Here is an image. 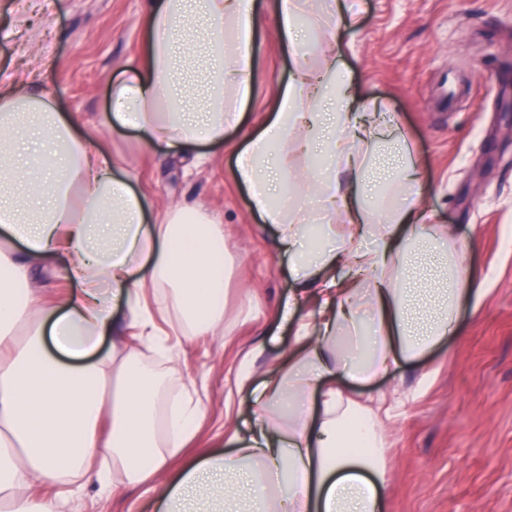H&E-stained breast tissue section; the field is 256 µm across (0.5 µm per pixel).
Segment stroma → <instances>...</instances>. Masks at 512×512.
I'll list each match as a JSON object with an SVG mask.
<instances>
[{"instance_id":"obj_1","label":"stroma","mask_w":512,"mask_h":512,"mask_svg":"<svg viewBox=\"0 0 512 512\" xmlns=\"http://www.w3.org/2000/svg\"><path fill=\"white\" fill-rule=\"evenodd\" d=\"M264 22L252 53L251 95L238 127L200 146L204 163L185 167L143 147L136 130L100 129L101 147L129 164L132 190L157 209L185 201L218 212L233 268L224 284V329L188 343L168 391L193 383L206 417L183 457L224 448L228 418L250 424L248 394H233L235 367L261 348L252 385L293 347L276 325L291 296L288 255L252 210L235 179L236 152L279 108L278 89L293 61L273 27L272 0H254ZM148 0H0V84L24 79L87 127L110 111L111 91L144 48ZM352 22H337L336 44L309 57L321 67L335 49L343 78L381 113L389 146L378 154L366 197L383 205L406 191L388 182L387 163L408 156L419 176L429 223L467 245L468 277L490 291L480 307L463 303L447 340L404 360L372 383L349 385L380 401L386 421L383 512H512V0H344ZM65 512H152L148 494L122 488L97 507L94 491Z\"/></svg>"}]
</instances>
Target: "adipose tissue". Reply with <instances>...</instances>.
Returning a JSON list of instances; mask_svg holds the SVG:
<instances>
[{
    "label": "adipose tissue",
    "instance_id": "adipose-tissue-1",
    "mask_svg": "<svg viewBox=\"0 0 512 512\" xmlns=\"http://www.w3.org/2000/svg\"><path fill=\"white\" fill-rule=\"evenodd\" d=\"M305 2L275 0V33L293 69L235 176L290 256L296 299L311 300L317 317L296 320L295 344L263 382L254 422L225 430L230 451L175 475L205 408L162 392L161 371L142 351L171 362L184 342L223 328L224 225L178 203L145 230L142 199L94 134L78 133L51 96L22 82L0 87V512H51L53 500L86 487L107 498L125 485L148 487L155 512H380L387 413L345 397L335 380L368 382L420 357L445 339L461 300L480 306L487 288L465 279V249L424 223L412 165L398 168L407 196L383 223L350 198L342 174L359 182L365 172L349 137L356 98L335 55L307 67ZM261 24L254 0H149L143 56L113 87L103 124L132 125L141 145L181 155L222 142L251 91L249 42ZM299 141L318 142L331 160L316 176L314 214L280 192ZM57 250L77 291L50 299L34 281ZM106 335L115 343L104 351ZM358 441L364 451L339 449ZM37 489L52 500L34 497Z\"/></svg>",
    "mask_w": 512,
    "mask_h": 512
}]
</instances>
